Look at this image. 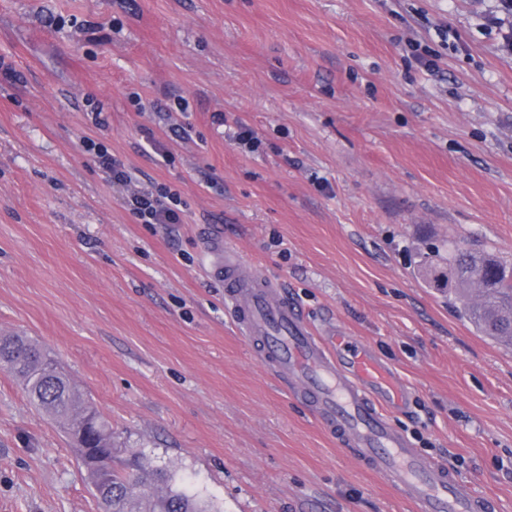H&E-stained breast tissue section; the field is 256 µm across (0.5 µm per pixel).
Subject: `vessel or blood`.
Instances as JSON below:
<instances>
[{
  "label": "vessel or blood",
  "instance_id": "vessel-or-blood-1",
  "mask_svg": "<svg viewBox=\"0 0 512 512\" xmlns=\"http://www.w3.org/2000/svg\"><path fill=\"white\" fill-rule=\"evenodd\" d=\"M208 253L239 330L259 342L265 364L283 383L312 400L326 432L390 479L418 512H495L494 500L476 496L444 464L420 455L393 426L389 414L409 392L367 343L333 327L316 332L281 285L248 268L223 241H212Z\"/></svg>",
  "mask_w": 512,
  "mask_h": 512
}]
</instances>
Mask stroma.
Listing matches in <instances>:
<instances>
[{"label":"stroma","mask_w":512,"mask_h":512,"mask_svg":"<svg viewBox=\"0 0 512 512\" xmlns=\"http://www.w3.org/2000/svg\"><path fill=\"white\" fill-rule=\"evenodd\" d=\"M497 5L0 0V56L22 75L0 78V335L56 357L119 461L216 512H415L240 335L209 266L222 237L316 330L370 344L409 390L393 425L512 512V346L418 265L449 241L512 263ZM241 124L258 151L233 143ZM86 137L135 184L178 189L183 223H137ZM0 512H101L71 440L1 368ZM83 153L89 159L103 168L112 178V183L126 187L133 182L131 172L126 168L121 160L117 159L109 151L108 147L91 138H84L82 141Z\"/></svg>","instance_id":"stroma-1"}]
</instances>
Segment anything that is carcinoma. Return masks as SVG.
<instances>
[{
  "instance_id": "carcinoma-1",
  "label": "carcinoma",
  "mask_w": 512,
  "mask_h": 512,
  "mask_svg": "<svg viewBox=\"0 0 512 512\" xmlns=\"http://www.w3.org/2000/svg\"><path fill=\"white\" fill-rule=\"evenodd\" d=\"M433 273L450 282L448 292L461 301V314L484 333L512 342V265L486 251L448 245V256L426 260ZM0 367L17 378L30 402L69 436L85 464L93 495L102 512H214L213 505L165 479L160 492L138 459L112 467V426L85 393L61 372L51 352L26 336H0Z\"/></svg>"
}]
</instances>
